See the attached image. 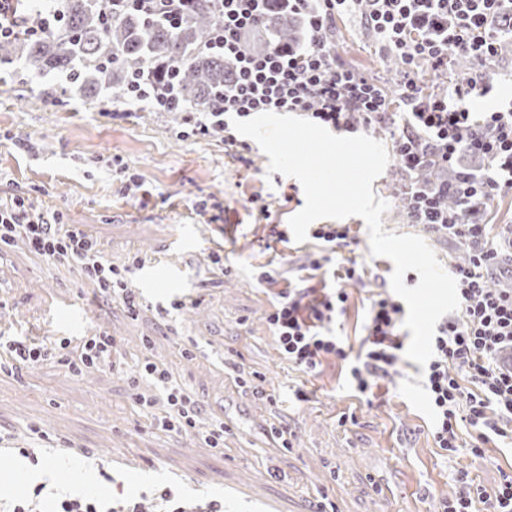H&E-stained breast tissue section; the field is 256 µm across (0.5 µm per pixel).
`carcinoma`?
<instances>
[{"mask_svg": "<svg viewBox=\"0 0 512 512\" xmlns=\"http://www.w3.org/2000/svg\"><path fill=\"white\" fill-rule=\"evenodd\" d=\"M103 8L104 0H53L49 10L61 21L37 36L0 42V62L20 52L41 71L64 70L73 83L100 86L119 97L136 76L159 93L171 85L173 112L211 107L231 81L234 62L204 48L216 22L210 0H195L176 27L130 8L114 10L107 22ZM307 38L306 25L288 12L286 0H270L246 45L253 52H266L296 47Z\"/></svg>", "mask_w": 512, "mask_h": 512, "instance_id": "obj_1", "label": "carcinoma"}]
</instances>
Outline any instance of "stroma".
<instances>
[{
  "label": "stroma",
  "mask_w": 512,
  "mask_h": 512,
  "mask_svg": "<svg viewBox=\"0 0 512 512\" xmlns=\"http://www.w3.org/2000/svg\"><path fill=\"white\" fill-rule=\"evenodd\" d=\"M334 35L345 64L385 87L397 84L360 17L337 19ZM58 82L22 58L0 66V200L23 191L37 210L84 225L106 260L128 268L145 302L130 318L103 303L96 283L68 264L46 261L20 241L0 248V340L50 344L103 329L124 353L112 372L76 376L49 361L18 377L0 374V424L11 445L0 453V498L34 487L39 471L47 474L48 493L77 492L79 471L90 466L89 491L98 497L137 498L167 487L195 502L222 500L224 512H260L266 501L277 512H304L321 497L335 512H436L439 497L453 494L458 471L488 489L512 472V447L498 441L479 457L465 448L446 457L436 448L416 362L400 360L367 398L350 386L344 365L307 374L281 359L265 313L275 292L305 278L318 288L347 290L349 306L336 332L359 352L371 297L389 288L394 269L371 256L363 219L346 218L348 239L329 265L309 273L324 243L277 241L251 208L250 197L261 196L284 223L305 203L298 180L268 173L269 158L256 142L238 156L223 134L182 137L179 114L137 107L99 88L60 95ZM116 157L138 174L141 187L113 173ZM399 175L392 161L372 184L389 204L384 230L424 236L452 270L459 246L409 224ZM218 251L220 269L211 261ZM137 258L142 267L134 266ZM353 261L361 280L344 277ZM266 273L273 283L262 282ZM176 296L185 306L160 316L159 307ZM146 336L152 348L144 347ZM187 348L192 356H184ZM147 360L164 364L174 380L203 395L209 413L223 416V452L150 427L127 386L128 374ZM240 374L274 394L276 404L240 388ZM300 390L307 400H297ZM344 413L354 422L340 424ZM282 422L291 433L286 449L275 434ZM24 448L37 461L23 460ZM130 451L140 460L134 472L117 463ZM61 458L69 467L50 469ZM21 465L27 475L18 481L13 473ZM236 487L249 489L250 499L226 498Z\"/></svg>",
  "instance_id": "1"
}]
</instances>
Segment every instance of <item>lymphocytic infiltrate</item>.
Instances as JSON below:
<instances>
[{
  "instance_id": "obj_1",
  "label": "lymphocytic infiltrate",
  "mask_w": 512,
  "mask_h": 512,
  "mask_svg": "<svg viewBox=\"0 0 512 512\" xmlns=\"http://www.w3.org/2000/svg\"><path fill=\"white\" fill-rule=\"evenodd\" d=\"M217 23L206 47L235 60L237 74L225 85L214 106L183 115L192 135L223 132L228 147L239 141L232 120L259 112H297L341 133H354L390 119L402 105L404 122L392 132L393 151L407 182L404 201L410 223L454 238L466 260L454 267L459 313L436 326L434 355L424 369V387L435 416L433 439L444 452H458L460 423L472 428L473 456H481L491 437L512 439V367L499 357L512 349V286L488 287L485 272L506 270L512 276V224H482L475 216L503 190L512 189V103L494 112H473L468 103L492 90L493 71L502 40L512 35V0H288L289 10L305 15L310 29L306 50L275 49L247 53L242 36L256 26L268 0H216ZM360 14L381 49L399 55L404 69L398 96L344 64L331 41L337 16ZM469 59L471 68L443 94L426 93L423 68L451 70L455 58ZM483 158L482 173L458 169L461 152ZM456 168L455 182L427 187L413 180L429 166ZM22 241L48 261L66 262L94 281L101 297L137 316L142 301L130 290L124 270L109 263L97 240L80 224L64 223L62 215L45 216L24 193L0 202V245ZM344 289L288 287L276 294L266 322L283 359L306 373L325 363L344 362L350 382L360 394L371 393L399 360L404 345L400 325L402 303L386 293L371 304L362 351L350 356L330 325L346 311ZM0 371L22 372L32 365L57 360L73 374L95 368L112 371L119 358L117 341L108 332L84 337L79 346L63 338L51 345L13 340L5 346ZM140 375L154 380L165 396V410L155 415L157 428L200 433L207 447L224 449V420L201 427V400L174 382L167 370L145 361ZM453 499H441L439 512H512V474L503 475L486 491L459 473ZM53 512H145L136 498L112 502L93 497L57 498Z\"/></svg>"
}]
</instances>
